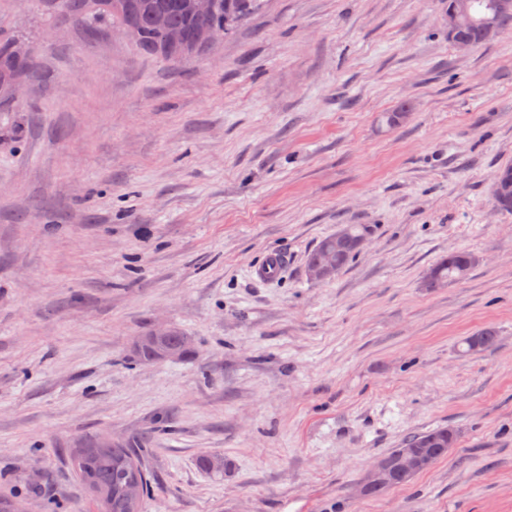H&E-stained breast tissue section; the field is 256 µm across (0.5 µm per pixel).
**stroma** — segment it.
Returning <instances> with one entry per match:
<instances>
[{"instance_id": "obj_1", "label": "stroma", "mask_w": 512, "mask_h": 512, "mask_svg": "<svg viewBox=\"0 0 512 512\" xmlns=\"http://www.w3.org/2000/svg\"><path fill=\"white\" fill-rule=\"evenodd\" d=\"M447 11L263 0L176 67L47 0H0V38L36 64L0 104V499L93 512L68 448L148 432L145 512H512V211L492 195L512 32L462 52ZM349 224L369 225L362 249L310 279ZM273 250L285 270L257 279ZM461 250L466 279L426 287ZM485 327L496 346L469 352ZM164 328L194 354L138 361ZM440 426L443 459L358 494ZM447 429L448 441H450L454 437V429L451 427H448ZM456 441L457 435H455L449 447L448 444H444L443 446L445 448H443L442 451L437 455L433 464V457L429 452L423 449H402L392 458H379L371 466L363 483L361 484L359 490L360 494L368 495L371 492V496L377 497L382 495L391 487H396L399 485H405L409 483V480H406L404 482L396 481V484L378 486L380 484L390 481L393 477L396 476L410 478L417 473L419 474L420 471L424 472L423 470H428L429 468H431L432 465H434L438 460L442 459L448 453V449L452 448L455 445ZM376 486L378 487L375 488Z\"/></svg>"}]
</instances>
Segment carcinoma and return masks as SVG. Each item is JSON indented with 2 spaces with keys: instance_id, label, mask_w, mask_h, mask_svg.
Wrapping results in <instances>:
<instances>
[{
  "instance_id": "cac0c4a2",
  "label": "carcinoma",
  "mask_w": 512,
  "mask_h": 512,
  "mask_svg": "<svg viewBox=\"0 0 512 512\" xmlns=\"http://www.w3.org/2000/svg\"><path fill=\"white\" fill-rule=\"evenodd\" d=\"M200 0H64V14L84 24H107L124 28L141 50L158 54L173 65L183 62L210 45L211 30L229 26L236 28L245 17L259 7V0H209V9L198 8ZM173 30L183 38L170 44L167 36ZM13 40H0V96L6 97L15 80L35 70L33 60L19 63L13 55ZM331 250V259L346 265L355 251L345 246L336 249V239L327 237L310 254L315 258L324 247ZM478 265L477 256L468 251L450 254L429 273L430 288H441L463 280ZM467 348L478 346L482 351L497 344L496 331L483 328L464 340ZM136 357L143 362L160 361L171 353L185 356L193 351L191 339L180 331L169 329L138 336L133 343ZM148 437L132 442H114L96 436L78 441L70 449V465L76 479L91 495L96 512H143V505L152 491L151 473L140 453ZM200 468L213 475H222L227 467L221 456L205 453L198 459Z\"/></svg>"
}]
</instances>
